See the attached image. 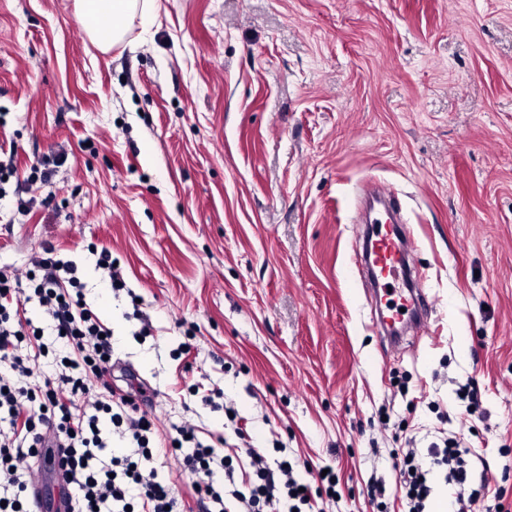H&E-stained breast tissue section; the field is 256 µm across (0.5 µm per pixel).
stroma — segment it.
I'll use <instances>...</instances> for the list:
<instances>
[{"label": "stroma", "mask_w": 512, "mask_h": 512, "mask_svg": "<svg viewBox=\"0 0 512 512\" xmlns=\"http://www.w3.org/2000/svg\"><path fill=\"white\" fill-rule=\"evenodd\" d=\"M2 141L0 266L77 263L182 495L190 423L288 457L317 512H373L376 479L405 512L400 448L441 497L426 450L454 438L512 510V0H156L105 53L74 0H0ZM370 183L431 305L395 347L357 263Z\"/></svg>", "instance_id": "obj_1"}]
</instances>
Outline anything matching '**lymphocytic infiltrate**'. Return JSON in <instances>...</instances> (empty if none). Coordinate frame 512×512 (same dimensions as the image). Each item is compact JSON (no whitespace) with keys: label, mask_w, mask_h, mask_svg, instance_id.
<instances>
[{"label":"lymphocytic infiltrate","mask_w":512,"mask_h":512,"mask_svg":"<svg viewBox=\"0 0 512 512\" xmlns=\"http://www.w3.org/2000/svg\"><path fill=\"white\" fill-rule=\"evenodd\" d=\"M31 278L34 296L41 305L48 329L35 327L21 314L18 299L24 289L8 268L0 267V512H30L31 468L50 463L63 467L64 483L71 491L64 512H224L225 496H232L240 512H279L280 508L310 502L300 483L282 485L273 472L284 462L269 466L263 453L250 449L254 478L245 490L232 482L231 456H218L211 445L198 439L194 429L178 434L187 445L183 471L191 481L194 504L175 495L159 480L152 465V423L136 400L116 394L107 377L112 369V339L87 307L79 272L45 247L35 261ZM52 332L66 348V361L43 384L25 383L32 353L25 346L36 343L46 351L45 332ZM128 438L133 455L104 459L107 447L100 435L101 417ZM435 465L446 468L445 481L452 490L448 512H481V493L473 489L470 451L448 443L427 451ZM222 468L229 483L216 490L213 474ZM405 492L408 512H425L431 493L427 476L414 464L412 453L396 456L393 463Z\"/></svg>","instance_id":"1"}]
</instances>
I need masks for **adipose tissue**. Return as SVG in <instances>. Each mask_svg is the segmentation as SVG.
<instances>
[{
	"label": "adipose tissue",
	"mask_w": 512,
	"mask_h": 512,
	"mask_svg": "<svg viewBox=\"0 0 512 512\" xmlns=\"http://www.w3.org/2000/svg\"><path fill=\"white\" fill-rule=\"evenodd\" d=\"M75 10L91 41L105 50L124 41L129 20L151 18L155 4L153 0H75Z\"/></svg>",
	"instance_id": "ef3b65f1"
}]
</instances>
